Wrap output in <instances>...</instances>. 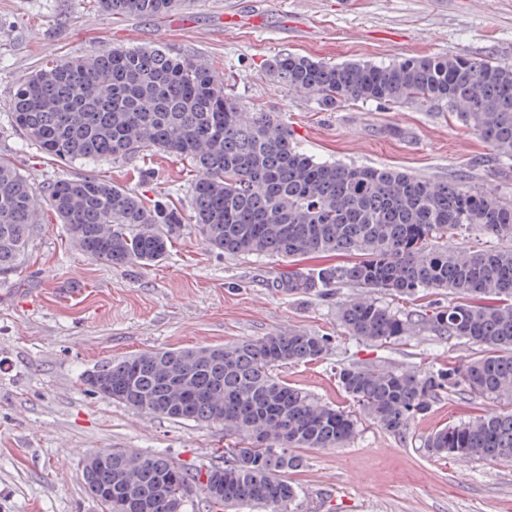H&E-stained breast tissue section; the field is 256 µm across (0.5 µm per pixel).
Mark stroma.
<instances>
[{"instance_id":"stroma-1","label":"stroma","mask_w":512,"mask_h":512,"mask_svg":"<svg viewBox=\"0 0 512 512\" xmlns=\"http://www.w3.org/2000/svg\"><path fill=\"white\" fill-rule=\"evenodd\" d=\"M155 45L215 68L242 111L281 113L315 160L481 184L512 198V161L447 104L367 101L326 111L269 70L288 53L328 63L512 60V0H182L152 18H115L96 0H0V156L38 188L93 174L187 206L188 161L148 152L126 163L61 162L11 127L12 96L41 65ZM141 169L153 170L152 180L138 183ZM288 269L284 260L211 249L190 224L164 261L113 268L84 256L44 212L24 264L0 278V512H99L78 470L91 449L161 451L192 470L223 444L222 426L173 422L91 395L80 377L106 361L307 331L329 337L327 354L282 366L279 377L348 410L339 366L440 368L475 353L429 332L383 345L349 340L335 298L277 291ZM490 407L477 396L444 397L403 436L359 418L348 445L308 451L305 467L288 473L302 491L299 512H512V462H456L424 446L436 430Z\"/></svg>"}]
</instances>
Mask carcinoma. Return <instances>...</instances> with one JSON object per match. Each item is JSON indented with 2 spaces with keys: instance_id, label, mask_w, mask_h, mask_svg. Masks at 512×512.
I'll use <instances>...</instances> for the list:
<instances>
[{
  "instance_id": "1",
  "label": "carcinoma",
  "mask_w": 512,
  "mask_h": 512,
  "mask_svg": "<svg viewBox=\"0 0 512 512\" xmlns=\"http://www.w3.org/2000/svg\"><path fill=\"white\" fill-rule=\"evenodd\" d=\"M112 15L160 17L178 0H97ZM277 82L331 111L350 101L444 102L512 160V62L467 54L387 64H328L297 54L271 64ZM12 127L59 161L129 160L145 151L180 157L197 176L191 221L203 243L234 256L327 259L279 278L285 295H365L337 303L349 339L389 344L428 330L473 345L448 368L343 365L339 382L358 410L390 433L408 431L444 394L512 404V199L454 180L390 168L319 162L299 150L277 112H242L224 78L163 48L103 49L47 63L11 100ZM46 202L70 239L109 266H152L186 223L163 198L145 204L96 176L60 177L38 194L0 157V276L22 265ZM476 227L496 244L448 247V229ZM457 295L404 314L375 294ZM329 339L276 332L224 346L157 350L106 361L81 382L100 398L173 421L220 424L236 436L218 459L188 470L163 453L98 448L78 462L100 512H188L193 488L215 507L298 512L300 489L283 475L305 466L303 449L350 443L358 419L278 376L317 361ZM426 448L450 460L512 462V411H488L431 434Z\"/></svg>"
}]
</instances>
